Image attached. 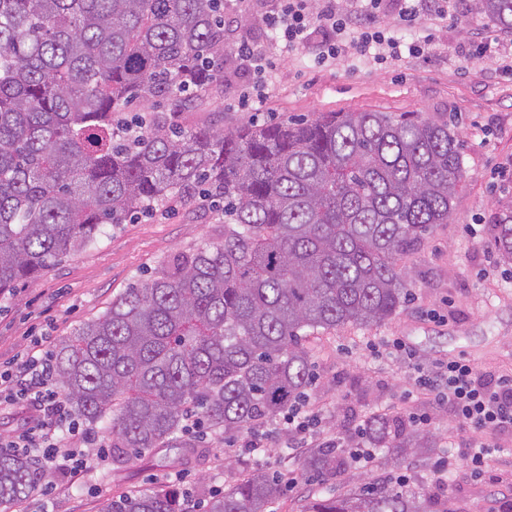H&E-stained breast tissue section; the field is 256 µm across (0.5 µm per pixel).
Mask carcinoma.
I'll list each match as a JSON object with an SVG mask.
<instances>
[{"label": "carcinoma", "mask_w": 512, "mask_h": 512, "mask_svg": "<svg viewBox=\"0 0 512 512\" xmlns=\"http://www.w3.org/2000/svg\"><path fill=\"white\" fill-rule=\"evenodd\" d=\"M512 33V0H474ZM224 73V0H0V292L93 246L105 224L176 198L206 201L224 240L169 259L78 325L55 354L72 414L109 421L122 454L171 448L183 422L230 434L302 399L318 330L390 319L407 297L399 259L448 223L464 187L446 122L378 110L181 127L156 100L198 95ZM512 263V207L495 224ZM376 445L422 437L387 417ZM318 479L345 472L316 448ZM0 451V505L39 481ZM282 484L255 471L207 512H268ZM103 512H195L176 490L137 491ZM301 512H426L387 483L324 494Z\"/></svg>", "instance_id": "carcinoma-1"}]
</instances>
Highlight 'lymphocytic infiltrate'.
Masks as SVG:
<instances>
[{"instance_id": "1", "label": "lymphocytic infiltrate", "mask_w": 512, "mask_h": 512, "mask_svg": "<svg viewBox=\"0 0 512 512\" xmlns=\"http://www.w3.org/2000/svg\"><path fill=\"white\" fill-rule=\"evenodd\" d=\"M388 6V0H355L354 9L345 11L337 0H279L276 9L263 14L261 20L288 48L306 42L310 29L317 28L326 33L349 32L352 46L364 54L383 46L397 53L404 47L380 26ZM415 384L422 401L447 404L471 432L464 459L472 474L483 476L496 450L497 435L512 433V377H486L469 360L456 358L434 373L420 374ZM19 401L32 409L34 417L27 430L8 440V447L41 452L43 471L81 476L85 451L97 447L100 436L81 427L69 411L46 357L31 354L23 360L15 356L0 360V409ZM60 432L79 438L81 447L58 454L56 435Z\"/></svg>"}]
</instances>
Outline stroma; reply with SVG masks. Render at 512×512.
<instances>
[{"label": "stroma", "instance_id": "35a3bbf8", "mask_svg": "<svg viewBox=\"0 0 512 512\" xmlns=\"http://www.w3.org/2000/svg\"><path fill=\"white\" fill-rule=\"evenodd\" d=\"M274 6V0H249L247 13L225 35L224 77L216 87L188 102H161L159 109L185 127L206 123L228 130L370 110L449 123L461 145L466 182L447 223L435 225L401 261L408 302L384 323L321 331L305 342L316 374L306 394L321 418L320 431L349 447L357 425L368 417L387 413L404 420L425 410L431 417L430 447L390 466L375 460L355 481L345 473L323 482L305 468L309 449L286 447L272 423L231 435L191 431L180 434L176 448H152L121 461L109 453L90 456L81 480L64 497L55 500L38 490L8 512H100L105 499L168 488L203 506L256 469L296 478L270 512H300L318 494L345 495L358 483L398 476L405 477L406 488L425 491L427 512L449 506L455 512H512V435L500 436L501 447L482 478L470 477L461 464L448 482H440L434 461L462 456L465 433L447 406L424 407L413 385L415 366L461 356L484 373L512 374V265L495 247L497 216L512 204V76L498 69L499 61L512 60V34L473 10L456 22L461 4L450 0L447 22L399 34L406 42H428L429 53L399 60L365 57L343 36L344 53L320 64L313 45L323 32L312 31L308 43L282 49L259 20ZM243 41L272 64L263 97L248 103L243 96L253 82L252 69L234 53ZM479 43L487 47L485 57L469 61ZM223 236L220 213L176 200L105 225L95 245L0 295V355L24 354L37 342L55 351L75 326L102 314L132 284L150 279L171 255ZM389 339L405 342L415 362L381 356ZM256 436L269 448L265 458L243 448Z\"/></svg>", "mask_w": 512, "mask_h": 512}]
</instances>
